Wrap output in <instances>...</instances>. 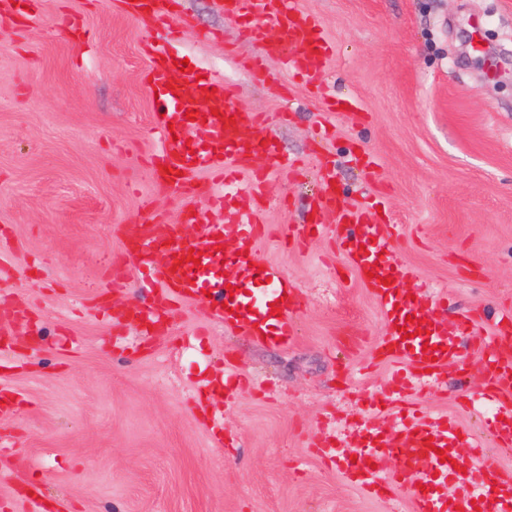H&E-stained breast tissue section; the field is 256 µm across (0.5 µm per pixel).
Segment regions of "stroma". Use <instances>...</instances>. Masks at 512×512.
<instances>
[{
    "instance_id": "stroma-1",
    "label": "stroma",
    "mask_w": 512,
    "mask_h": 512,
    "mask_svg": "<svg viewBox=\"0 0 512 512\" xmlns=\"http://www.w3.org/2000/svg\"><path fill=\"white\" fill-rule=\"evenodd\" d=\"M24 3L21 26L0 10V263L12 269L0 317H23L0 359L14 403L0 415V512H23L28 479L51 512H409L406 498L348 483L316 446L332 434L354 447L368 397L392 395L393 367L375 358L381 309L348 274L333 217L301 247L281 241L307 223L332 161L342 205L384 200L407 289L489 335L512 308V0H297L335 48L313 84L270 54L259 79L245 65L258 45L216 0H177L169 55L223 78L298 162L272 172L255 242L298 287L289 345L210 323L188 302L148 344L113 321L115 305L145 299L124 266L129 227L178 207L151 171L144 46L158 29L121 0ZM324 94L335 111L321 110ZM463 356L403 403L477 432L493 412L479 401L487 373L473 350ZM229 364L253 388L231 406L203 400V379Z\"/></svg>"
}]
</instances>
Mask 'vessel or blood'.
Instances as JSON below:
<instances>
[{"mask_svg": "<svg viewBox=\"0 0 512 512\" xmlns=\"http://www.w3.org/2000/svg\"><path fill=\"white\" fill-rule=\"evenodd\" d=\"M176 0H126L129 16L149 14L159 25L170 26ZM226 16L237 21L248 39L266 43L286 72L307 79L318 77L332 47L315 18L297 12L295 0H223ZM149 76L157 96L155 124L162 147L154 162L156 179L178 190L185 202L199 193L195 174L208 172L223 192L220 203L231 206L227 224L204 223V238L194 246L168 248L176 236L175 224H137L128 234L125 261L140 273V286L150 293L148 304L128 305L125 321L147 334L167 331V320L181 303L189 301L218 323L230 325L264 342L292 340L291 316L297 306L295 285L277 266L263 263L253 248L258 224L252 218L254 201L262 194L271 171L286 169L272 137L258 113L234 108L228 88L216 79L196 80L180 72L161 45L149 52ZM199 120H190V113ZM266 165L253 171L257 156ZM248 182H240L243 171ZM320 211L336 219V241L346 255L349 270L364 278L377 299L385 329L377 354L385 361L407 365L395 373L398 388L410 385L412 373L438 372L460 360L456 344L461 324L426 313L421 300L411 299L404 282L408 271L391 256L394 231L381 223L376 208L341 206L332 173L323 176ZM201 253L193 263L191 250ZM490 385L486 396L497 403L498 414L486 426L499 446L512 447V309L500 313L491 341L474 336ZM472 449L473 461L483 463L488 476L479 486L451 495L448 485H459L456 470L462 449ZM396 458V472L386 461ZM345 477L370 494H410L411 512H512V474L487 463L472 434L455 421L427 413L399 416L391 427H367L355 459H343Z\"/></svg>", "mask_w": 512, "mask_h": 512, "instance_id": "1", "label": "vessel or blood"}]
</instances>
